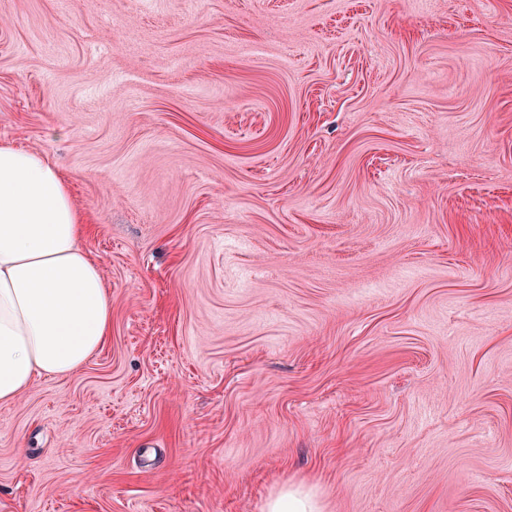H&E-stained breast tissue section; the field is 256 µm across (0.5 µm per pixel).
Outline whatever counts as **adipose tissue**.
Here are the masks:
<instances>
[{"mask_svg": "<svg viewBox=\"0 0 512 512\" xmlns=\"http://www.w3.org/2000/svg\"><path fill=\"white\" fill-rule=\"evenodd\" d=\"M86 226L56 168L0 145V403L80 369L112 328V301L81 245Z\"/></svg>", "mask_w": 512, "mask_h": 512, "instance_id": "adipose-tissue-1", "label": "adipose tissue"}]
</instances>
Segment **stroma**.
Returning a JSON list of instances; mask_svg holds the SVG:
<instances>
[{
  "label": "stroma",
  "mask_w": 512,
  "mask_h": 512,
  "mask_svg": "<svg viewBox=\"0 0 512 512\" xmlns=\"http://www.w3.org/2000/svg\"><path fill=\"white\" fill-rule=\"evenodd\" d=\"M0 143L112 299L0 512H512V0H0ZM264 511L322 512V507L315 492L301 485H289L266 500Z\"/></svg>",
  "instance_id": "35a3bbf8"
}]
</instances>
